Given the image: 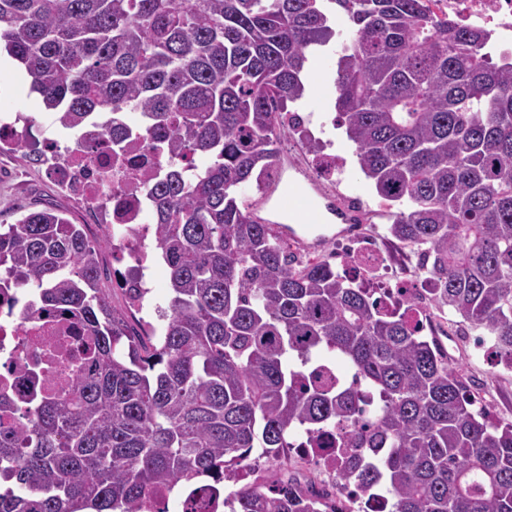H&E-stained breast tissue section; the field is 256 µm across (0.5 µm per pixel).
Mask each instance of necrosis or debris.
Returning a JSON list of instances; mask_svg holds the SVG:
<instances>
[{
	"label": "necrosis or debris",
	"instance_id": "necrosis-or-debris-1",
	"mask_svg": "<svg viewBox=\"0 0 512 512\" xmlns=\"http://www.w3.org/2000/svg\"><path fill=\"white\" fill-rule=\"evenodd\" d=\"M436 9L459 24L493 30L501 46L512 50V0H437ZM41 161L48 177L79 201L91 219L109 226L115 260L144 265L151 226L143 205V177L165 168L166 154L136 134L113 143L103 127L90 125L65 144L46 139ZM350 211L352 219L343 232L350 244L347 259L363 266L378 255L377 237L365 224L363 205ZM424 274L421 268L398 273L374 295L387 309L406 307L414 289L425 287ZM31 300L26 288L0 299V386L22 407L35 392H66L95 368L91 356L76 347L83 333L77 319L26 317Z\"/></svg>",
	"mask_w": 512,
	"mask_h": 512
}]
</instances>
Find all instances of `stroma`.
<instances>
[{"mask_svg":"<svg viewBox=\"0 0 512 512\" xmlns=\"http://www.w3.org/2000/svg\"><path fill=\"white\" fill-rule=\"evenodd\" d=\"M333 26L338 33L326 52L313 58L307 69V93L298 103V113L311 121L316 136L327 142L328 153L343 157V170L332 173L314 161L311 153L303 147L297 136H290L282 142V153L299 157V169L303 180L317 181L331 186L337 200L355 199L363 202L367 221L376 232H384L388 222V210L376 197L369 183L362 175L353 148L347 140L339 116L335 110L336 60L342 40L352 32L350 22L344 15L333 17ZM0 81L14 84L17 92L8 103L9 108L27 113L32 133L45 138L57 133L58 128L51 112L47 111L39 95L28 93L29 78L21 68L1 75ZM52 207L64 212L75 224L85 221L80 204L70 199L55 185L32 157L21 152L0 153V224L16 223L24 214ZM379 260L370 267L344 268L347 276L357 281L377 280L391 276L401 270L408 249L391 240H379ZM434 335L448 353V362L462 376L478 404L483 405L501 422H512V370L501 364L497 354L476 348L478 329L463 322L459 316L450 313H435Z\"/></svg>","mask_w":512,"mask_h":512,"instance_id":"stroma-1","label":"stroma"}]
</instances>
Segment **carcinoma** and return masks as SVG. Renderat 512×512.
Here are the masks:
<instances>
[{
	"label": "carcinoma",
	"mask_w": 512,
	"mask_h": 512,
	"mask_svg": "<svg viewBox=\"0 0 512 512\" xmlns=\"http://www.w3.org/2000/svg\"><path fill=\"white\" fill-rule=\"evenodd\" d=\"M352 24L335 109L387 232L426 266L430 300L483 329L512 368V53L434 0H0V44L67 130L106 122L161 141L146 180L169 271L159 344L105 288L102 245L52 209L0 224V295L34 288L29 312H70L96 369L22 412L0 393V512H142L146 494L235 479L255 448L279 460L338 422L360 454L335 453L333 489L385 487L388 512H512V424L491 423L412 317L388 313L326 260L288 253L238 189L266 187L281 116L306 64ZM381 395L316 373L323 350ZM230 512H336L290 476L240 485Z\"/></svg>",
	"instance_id": "obj_1"
}]
</instances>
